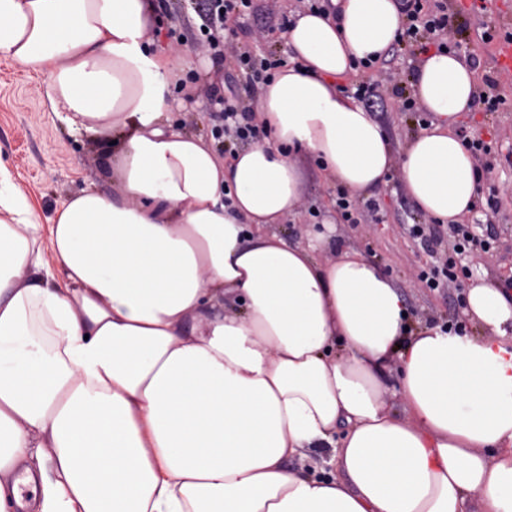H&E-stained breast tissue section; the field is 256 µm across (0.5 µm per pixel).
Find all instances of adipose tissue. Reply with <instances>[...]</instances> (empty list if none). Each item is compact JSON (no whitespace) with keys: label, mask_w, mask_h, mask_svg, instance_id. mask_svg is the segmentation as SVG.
<instances>
[{"label":"adipose tissue","mask_w":512,"mask_h":512,"mask_svg":"<svg viewBox=\"0 0 512 512\" xmlns=\"http://www.w3.org/2000/svg\"><path fill=\"white\" fill-rule=\"evenodd\" d=\"M331 2L340 17L297 15L260 89L275 144L225 158L169 124L192 61L152 50L155 0H0V57L46 75L71 130L114 143L117 187L43 224L0 161V512L22 482L23 512H512V296L476 278L463 313L483 335L412 332L361 252L323 265L269 230L303 192L291 153L353 193L391 169L385 129L336 79L403 19L395 0ZM415 93L432 121L403 182L456 224L477 198L457 132L475 77L434 51ZM394 359L397 411L379 377ZM305 450L334 475L288 468Z\"/></svg>","instance_id":"ef3b65f1"}]
</instances>
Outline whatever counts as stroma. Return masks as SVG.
Returning <instances> with one entry per match:
<instances>
[{
  "mask_svg": "<svg viewBox=\"0 0 512 512\" xmlns=\"http://www.w3.org/2000/svg\"><path fill=\"white\" fill-rule=\"evenodd\" d=\"M487 10H473V0H446L464 29L469 48L478 61L474 70L479 93L505 98L499 111L487 112L475 106L463 114L457 130L460 136L482 139L489 150L477 153V164L492 163L493 171L484 179L472 212L464 228L482 239H490L489 250L477 249L459 256L471 276L485 277L491 285L512 280V72L498 69L494 63L495 44L482 40L484 24L497 32L512 31V15L497 16L495 0H484ZM159 22L150 37L155 49L181 47L192 54L193 71L209 77L218 67L199 36L195 17L182 8L179 0H166ZM296 0H253L249 14L237 15L229 25L236 32L235 44L252 54H276L288 58L290 48L281 30L272 26L274 19L295 11ZM42 76L30 73L14 61L0 58V160L10 169L14 182L41 218H48L56 206L71 194L87 186L104 192L113 189L107 172L112 155L87 136L70 131L52 112L44 111L38 90ZM169 117L173 128L183 133L215 142L222 154H230L239 140L215 141L213 129L218 123L211 99L200 84H188L186 91L175 92ZM384 105L376 113L395 150L399 152L421 127L414 114L400 111L391 93H384ZM298 162L304 174L302 201L295 213L288 215L273 230L286 241L301 245L313 241L324 222H332L330 242L319 247L318 262L335 260L339 251L353 248L382 268L397 285L407 309L411 330L462 320L465 285L430 290L418 280L420 270L436 262L413 237V224L425 222L406 192L401 178L402 159L394 157L385 184L373 190L369 198L379 203L377 221L350 224L339 219L336 209V184L319 169L307 154ZM498 202L497 213H490L488 199Z\"/></svg>",
  "mask_w": 512,
  "mask_h": 512,
  "instance_id": "1",
  "label": "stroma"
}]
</instances>
